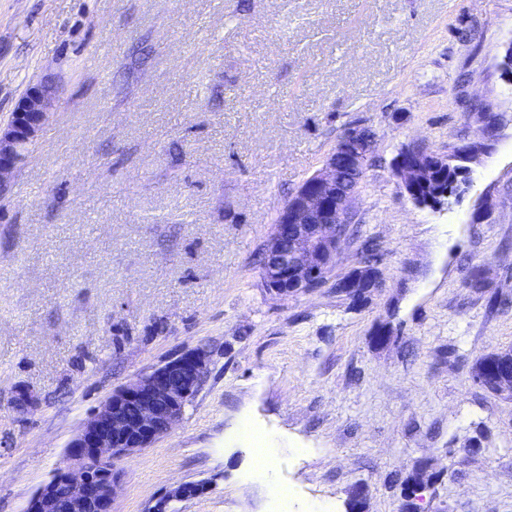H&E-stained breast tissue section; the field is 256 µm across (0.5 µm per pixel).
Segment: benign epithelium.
<instances>
[{"label":"benign epithelium","instance_id":"1","mask_svg":"<svg viewBox=\"0 0 512 512\" xmlns=\"http://www.w3.org/2000/svg\"><path fill=\"white\" fill-rule=\"evenodd\" d=\"M53 89L31 86L18 101L4 129L0 130V189L24 161L25 153L50 118ZM372 140L358 129L346 132L328 153L321 168L307 177L289 197L271 235L263 242L261 281L276 299L298 296L315 287L331 269L344 236L340 226L351 219L357 194L344 186L349 174L365 176L370 167ZM458 177L453 192L446 188L422 195L433 185L441 160L409 144L392 160L391 173L408 197L420 207L442 209L469 184L467 163L476 157L458 150ZM364 271L356 269L339 281L354 296L361 294ZM210 354L203 347L189 348L153 370L121 385L93 412L69 445L66 463L54 472L28 501L24 512H112L123 471L119 463L171 432L182 419L210 373ZM498 393L512 398V361L490 367ZM204 482H183L155 499L149 512H170L173 501L205 493Z\"/></svg>","mask_w":512,"mask_h":512}]
</instances>
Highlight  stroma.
I'll use <instances>...</instances> for the list:
<instances>
[{"label":"stroma","mask_w":512,"mask_h":512,"mask_svg":"<svg viewBox=\"0 0 512 512\" xmlns=\"http://www.w3.org/2000/svg\"><path fill=\"white\" fill-rule=\"evenodd\" d=\"M511 46L512 0H0V124L55 90L0 191V512H24L115 387L197 345L210 375L122 461L115 512L186 481L209 489L173 512H345L360 488L401 512L419 467L416 512H512V399L471 376L512 349ZM356 126L375 133L358 234L331 281L273 299L255 254ZM413 142L481 144L450 208L391 176ZM367 241L384 281L354 307L333 281Z\"/></svg>","instance_id":"stroma-1"}]
</instances>
